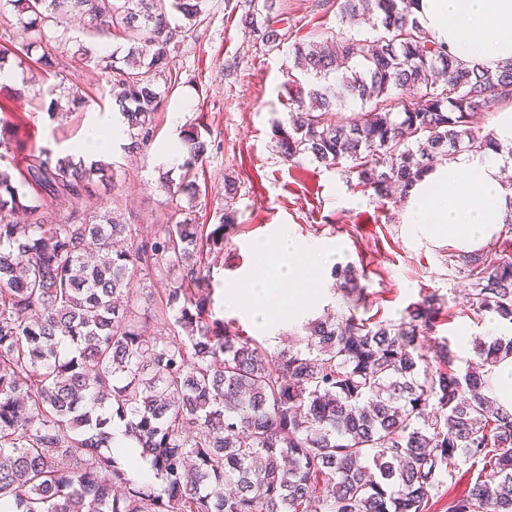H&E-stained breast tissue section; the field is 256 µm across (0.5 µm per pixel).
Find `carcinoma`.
Instances as JSON below:
<instances>
[{
    "label": "carcinoma",
    "mask_w": 512,
    "mask_h": 512,
    "mask_svg": "<svg viewBox=\"0 0 512 512\" xmlns=\"http://www.w3.org/2000/svg\"><path fill=\"white\" fill-rule=\"evenodd\" d=\"M415 0H336L342 21L374 15L378 34H330L292 44L290 110L277 122L287 162H350L357 187L404 197L429 169L462 151L499 150L477 112L512 102V60L468 65L413 15ZM275 0L247 27L281 46ZM206 0H0L36 50L42 79L60 75L56 49L67 21L90 18L92 39H123L112 53L78 46L105 73L112 106L138 153L152 142L181 15L194 26ZM415 88L413 99L390 90ZM47 116L59 115L54 92ZM347 101L369 105L344 121ZM18 128L0 118V158ZM182 180L169 191L172 224L145 227L103 208L61 223L43 198L77 203L93 186L115 188L112 164L33 149L25 168L0 167V512H432L463 463L482 469L446 512H512V412L490 396L491 369L512 356V337L474 343L461 373L442 341L433 368L420 352L441 312L431 293L397 321L318 318L300 346L271 354L212 318L208 256L235 224L236 183L224 179L218 224L196 223L180 198L200 193L195 167L208 140L180 131ZM477 315L512 324V257H461ZM350 300L365 288L336 270ZM156 280L143 300L131 284ZM160 327L149 331L150 324ZM151 461L154 479L131 476L112 429Z\"/></svg>",
    "instance_id": "1"
}]
</instances>
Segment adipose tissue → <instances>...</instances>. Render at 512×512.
<instances>
[{
  "label": "adipose tissue",
  "mask_w": 512,
  "mask_h": 512,
  "mask_svg": "<svg viewBox=\"0 0 512 512\" xmlns=\"http://www.w3.org/2000/svg\"><path fill=\"white\" fill-rule=\"evenodd\" d=\"M413 12L462 62L493 69L512 59V0H418ZM502 168L497 153L487 149L459 153L424 173L406 201L408 235L465 256L478 251L498 235L505 212L512 209ZM256 249L273 251L274 258L234 298L263 323L279 311L274 299L282 283L319 286L321 272L336 261L334 252L316 242L300 243L285 229L274 246L261 242Z\"/></svg>",
  "instance_id": "adipose-tissue-1"
}]
</instances>
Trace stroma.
Wrapping results in <instances>:
<instances>
[{"mask_svg":"<svg viewBox=\"0 0 512 512\" xmlns=\"http://www.w3.org/2000/svg\"><path fill=\"white\" fill-rule=\"evenodd\" d=\"M251 0H207L198 25L174 39L169 92L155 117L153 144L140 153L124 152L114 139L104 157L115 168V188L105 198L108 207L130 212L134 223H167L172 212L159 177L179 179V165L168 157L177 151L179 133L196 126L211 143L198 169L197 181L206 192L196 200V218L214 224L224 205V181L237 186L236 223L227 230L224 251L213 267L212 313L230 330L277 350L283 338L299 337L308 322L332 311L374 321L396 320L407 306L433 293L442 302L435 336L448 339L457 354L455 366L466 370L473 360L475 339L511 336L512 325L469 306L472 285L461 270L454 249L410 238L403 224L405 203L380 199L347 181L348 162L330 169L304 159L284 161L275 147L274 128L288 110L287 48L268 49L241 19L252 11ZM280 26L289 40H309L330 31L363 38L372 35L370 22H342L336 0H277ZM76 43L60 55L64 83L83 94L84 109L49 120L29 97L5 103V118L18 123L23 158L28 148L46 147L54 154H75L94 133L110 131L116 113L104 77L74 61ZM290 229L302 242L317 241L339 250L343 265L353 266L367 291L362 302L348 300L333 269L322 274L315 300L301 305L288 287L275 298L281 319L262 324L227 307L230 288L245 286L259 264L257 241L275 240L280 228Z\"/></svg>","mask_w":512,"mask_h":512,"instance_id":"stroma-1","label":"stroma"}]
</instances>
